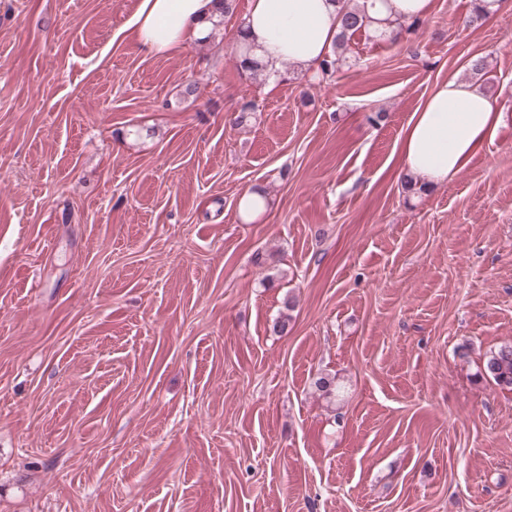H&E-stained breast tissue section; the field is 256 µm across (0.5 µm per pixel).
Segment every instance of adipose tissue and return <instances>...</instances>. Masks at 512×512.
Wrapping results in <instances>:
<instances>
[{"label":"adipose tissue","instance_id":"obj_1","mask_svg":"<svg viewBox=\"0 0 512 512\" xmlns=\"http://www.w3.org/2000/svg\"><path fill=\"white\" fill-rule=\"evenodd\" d=\"M219 0H139L131 21L147 53L169 54L207 32ZM242 27L269 75L284 65L316 70L340 29L336 0H249ZM502 114L477 86L451 77L437 83L402 130L399 167L432 188L463 170L487 141Z\"/></svg>","mask_w":512,"mask_h":512}]
</instances>
